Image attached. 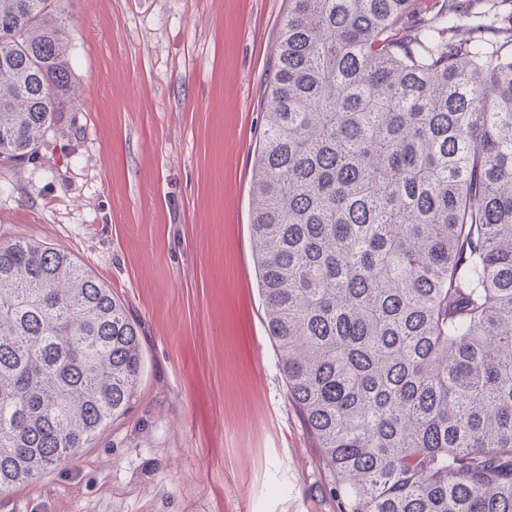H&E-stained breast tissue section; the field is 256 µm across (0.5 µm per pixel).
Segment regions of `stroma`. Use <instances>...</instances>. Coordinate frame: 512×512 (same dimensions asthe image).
<instances>
[{"label":"stroma","mask_w":512,"mask_h":512,"mask_svg":"<svg viewBox=\"0 0 512 512\" xmlns=\"http://www.w3.org/2000/svg\"><path fill=\"white\" fill-rule=\"evenodd\" d=\"M71 90L0 165V238L71 253L139 322L128 414L0 512H338L266 333L250 235L288 0H63Z\"/></svg>","instance_id":"35a3bbf8"}]
</instances>
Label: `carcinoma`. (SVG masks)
<instances>
[{
    "mask_svg": "<svg viewBox=\"0 0 512 512\" xmlns=\"http://www.w3.org/2000/svg\"><path fill=\"white\" fill-rule=\"evenodd\" d=\"M490 2L288 0L276 40L251 237L341 512H512V22ZM59 10L0 0V161L37 156L70 91ZM144 372L112 289L0 241V493L78 461Z\"/></svg>",
    "mask_w": 512,
    "mask_h": 512,
    "instance_id": "carcinoma-1",
    "label": "carcinoma"
}]
</instances>
